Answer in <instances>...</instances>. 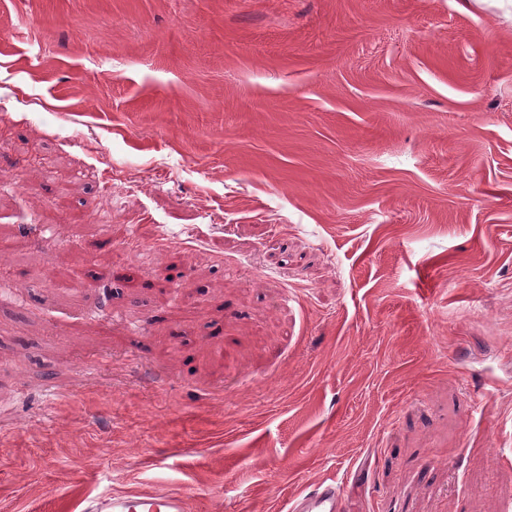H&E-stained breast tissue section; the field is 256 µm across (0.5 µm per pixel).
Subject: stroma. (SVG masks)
<instances>
[{"label":"stroma","instance_id":"35a3bbf8","mask_svg":"<svg viewBox=\"0 0 512 512\" xmlns=\"http://www.w3.org/2000/svg\"><path fill=\"white\" fill-rule=\"evenodd\" d=\"M18 174L0 512H512V0H0ZM343 489L336 482L321 483L289 503L287 512H343ZM188 496L180 492L116 491L105 487L84 499L81 512H186ZM85 503V504H84Z\"/></svg>","mask_w":512,"mask_h":512}]
</instances>
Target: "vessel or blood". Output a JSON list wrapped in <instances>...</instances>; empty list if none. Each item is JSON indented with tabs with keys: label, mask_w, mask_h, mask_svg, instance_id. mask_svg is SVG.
<instances>
[{
	"label": "vessel or blood",
	"mask_w": 512,
	"mask_h": 512,
	"mask_svg": "<svg viewBox=\"0 0 512 512\" xmlns=\"http://www.w3.org/2000/svg\"><path fill=\"white\" fill-rule=\"evenodd\" d=\"M186 494L180 492L116 491L104 488L87 498L81 512H187ZM287 512H344V494L336 483H321L299 494Z\"/></svg>",
	"instance_id": "obj_1"
}]
</instances>
